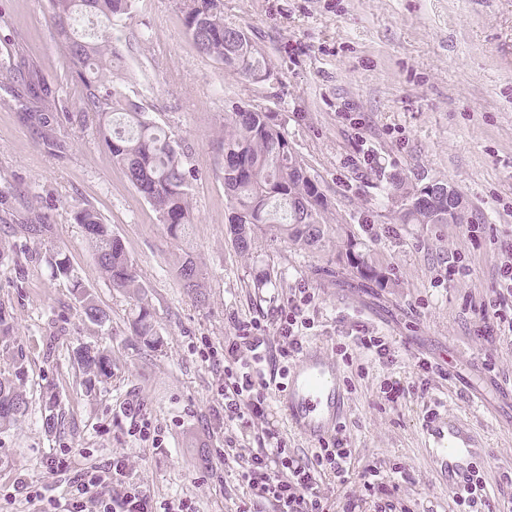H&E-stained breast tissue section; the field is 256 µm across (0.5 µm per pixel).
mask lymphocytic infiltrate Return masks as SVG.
Instances as JSON below:
<instances>
[{
    "mask_svg": "<svg viewBox=\"0 0 512 512\" xmlns=\"http://www.w3.org/2000/svg\"><path fill=\"white\" fill-rule=\"evenodd\" d=\"M498 288L494 298L479 306L480 333L512 332V254L504 255L497 265ZM313 296L300 289L287 309L276 320V333L281 341L279 354L290 361L300 352L306 313ZM269 339L261 325L239 322L233 335L224 339V418L248 435L254 420L267 415V395L277 382L276 373L268 372ZM353 450L345 433L313 451L309 461L292 454L274 429H266L262 446L243 463L239 477L250 501L269 502L273 512H330L327 499L320 490L324 477H333L343 485L351 474ZM359 488L344 494L339 512H361L363 504L373 503L375 512H399V502L392 486L373 467L358 474ZM99 499L101 512H154L151 499L143 486L132 484L119 495L106 492L104 478L97 471L83 475L71 497L56 503L54 512H86V503Z\"/></svg>",
    "mask_w": 512,
    "mask_h": 512,
    "instance_id": "obj_1",
    "label": "lymphocytic infiltrate"
}]
</instances>
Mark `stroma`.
Returning a JSON list of instances; mask_svg holds the SVG:
<instances>
[{"label":"stroma","mask_w":512,"mask_h":512,"mask_svg":"<svg viewBox=\"0 0 512 512\" xmlns=\"http://www.w3.org/2000/svg\"><path fill=\"white\" fill-rule=\"evenodd\" d=\"M224 20L264 50L269 80L243 82L201 55L186 34L179 0H135L131 18L112 32V79L159 125L181 139L198 177L190 191L193 222L172 240L158 213L112 161L88 111L81 81L65 60L49 0H0V308L11 326L0 343V374L23 362L28 412L0 434V512H48L91 468L125 467L113 489L141 484L155 512L183 499L195 512H236L237 476L256 434L274 426L288 448L309 458L312 443L289 427L270 391L267 419L243 440L224 424V363L202 357L220 349L237 321L273 325L299 289L314 300L304 345H320L344 366L345 420L353 469H395L396 497L411 512H458L428 455L430 410L470 425L488 450L480 468L485 512H512V335L478 336L473 308L496 286V263L512 248V0H223ZM50 100H42L43 89ZM251 103L271 112L308 175L323 190L326 221L342 224L388 264L395 288L353 287L349 276L319 278L335 248L313 253L257 236L248 255L226 232L224 114ZM51 115L47 145L29 120ZM452 184L481 219L466 225L399 224L387 199L389 177ZM94 209L119 236L144 286L162 339L139 344L134 298L112 288L74 215ZM45 224L42 235L27 233ZM62 251L74 280L53 277L47 258ZM191 253L204 271L200 294L184 288L176 266ZM458 254L467 274L448 280ZM270 285L257 287L256 268ZM80 281L109 317L91 325L72 287ZM369 330L388 338L390 364L359 349ZM412 337L413 351L401 345ZM112 353V377L87 389L73 359L79 346ZM435 371L422 377L419 360ZM495 371H488V363ZM458 370L488 394L470 403L449 382ZM407 392L388 401V383ZM57 399L63 424L43 426ZM149 421V436L139 434ZM234 456H225V449ZM67 466L51 469V461ZM25 481L38 499L16 497Z\"/></svg>","instance_id":"obj_1"}]
</instances>
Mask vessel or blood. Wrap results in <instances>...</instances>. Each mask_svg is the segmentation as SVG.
Wrapping results in <instances>:
<instances>
[{
    "mask_svg": "<svg viewBox=\"0 0 512 512\" xmlns=\"http://www.w3.org/2000/svg\"><path fill=\"white\" fill-rule=\"evenodd\" d=\"M347 394L340 363L317 346L305 348L288 372L278 406L292 431L309 442H323L336 434L346 415ZM426 431L433 464L448 480V487L470 486L479 461L488 454L473 430L456 418L439 421L429 416Z\"/></svg>",
    "mask_w": 512,
    "mask_h": 512,
    "instance_id": "b4317fda",
    "label": "vessel or blood"
}]
</instances>
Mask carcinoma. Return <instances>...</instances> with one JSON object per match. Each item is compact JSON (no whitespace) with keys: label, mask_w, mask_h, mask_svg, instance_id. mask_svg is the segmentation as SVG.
Returning <instances> with one entry per match:
<instances>
[{"label":"carcinoma","mask_w":512,"mask_h":512,"mask_svg":"<svg viewBox=\"0 0 512 512\" xmlns=\"http://www.w3.org/2000/svg\"><path fill=\"white\" fill-rule=\"evenodd\" d=\"M51 22L60 48L82 80L88 106L99 116L100 134L138 194L160 215L168 235L177 240L192 223L189 194L193 169L175 134L158 126L137 101L106 81L112 71V28L132 12L134 0H49ZM186 34L195 38L197 26L206 39L196 43L199 52L222 64L224 69L247 81L267 70L264 53L252 42L246 29L224 23L222 0H180ZM101 18V28L87 36L75 29L83 13ZM391 202L403 224H446L448 210L422 191V184L391 182ZM224 193L231 210L227 231L242 253L250 250L258 234L271 240L312 251L326 247L330 229L324 222L327 200L289 146L285 133L270 113L259 106L232 107L224 113ZM100 267L112 283L138 302L134 335L148 348L161 343L148 305L143 302L140 280L121 238L93 210L76 215ZM53 273L73 281L85 318L103 328L108 315L84 298L82 285L73 279L69 259L56 252L50 261ZM322 278L349 275L360 288H395L393 270L377 260L355 236L347 235L345 248L336 258L315 269ZM177 276L192 291L201 287L203 271L188 253L178 263ZM74 358L93 381L112 376V358L104 348L81 346ZM23 366L13 377L0 378V430L15 426L28 409L21 391Z\"/></svg>","instance_id":"carcinoma-1"}]
</instances>
